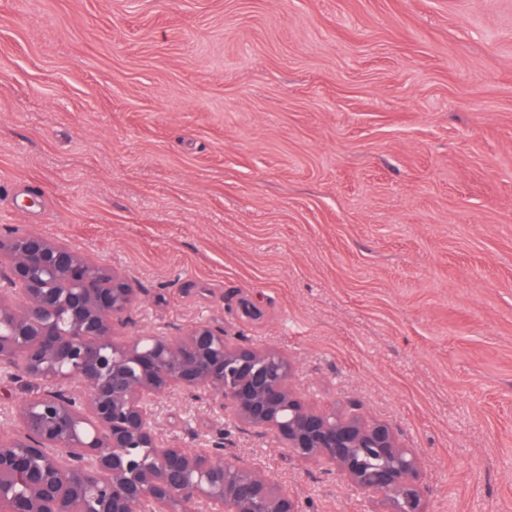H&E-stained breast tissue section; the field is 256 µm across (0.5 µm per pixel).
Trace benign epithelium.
Wrapping results in <instances>:
<instances>
[{
  "label": "benign epithelium",
  "instance_id": "benign-epithelium-1",
  "mask_svg": "<svg viewBox=\"0 0 512 512\" xmlns=\"http://www.w3.org/2000/svg\"><path fill=\"white\" fill-rule=\"evenodd\" d=\"M1 266L0 375L45 390L18 406V431H0V476L23 489L0 487V512H304L269 476L224 458L223 442L184 448L160 433V399L175 391L272 432L279 447L336 470L386 512H426L415 453L383 422L303 400L281 353L207 322L117 341L134 288L42 232L1 233ZM139 448L152 464L136 458ZM367 454L384 464L365 469Z\"/></svg>",
  "mask_w": 512,
  "mask_h": 512
}]
</instances>
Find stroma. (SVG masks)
<instances>
[{
  "mask_svg": "<svg viewBox=\"0 0 512 512\" xmlns=\"http://www.w3.org/2000/svg\"><path fill=\"white\" fill-rule=\"evenodd\" d=\"M15 225L125 273L126 335L208 322L389 424L428 512H512V0H0ZM159 422L378 510L207 402Z\"/></svg>",
  "mask_w": 512,
  "mask_h": 512,
  "instance_id": "obj_1",
  "label": "stroma"
}]
</instances>
